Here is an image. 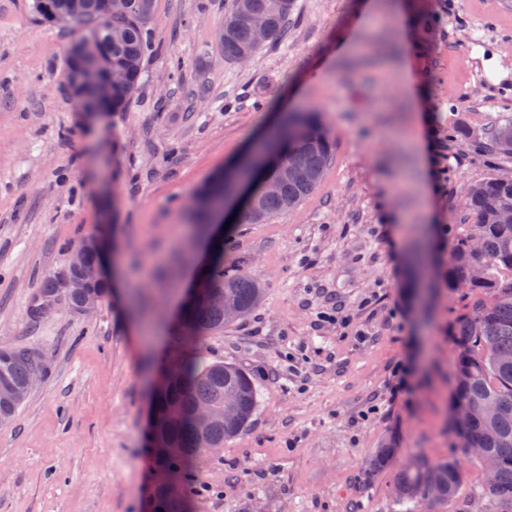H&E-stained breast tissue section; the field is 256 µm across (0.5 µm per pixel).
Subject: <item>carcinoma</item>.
<instances>
[{
	"instance_id": "cac0c4a2",
	"label": "carcinoma",
	"mask_w": 512,
	"mask_h": 512,
	"mask_svg": "<svg viewBox=\"0 0 512 512\" xmlns=\"http://www.w3.org/2000/svg\"><path fill=\"white\" fill-rule=\"evenodd\" d=\"M153 0H135V8L126 17L104 18L105 0H33L31 10L40 20L68 23L73 12L80 32L71 44L63 65V76L70 80L71 62L78 59L94 63L102 72L119 68L126 72L124 88L112 92V100L104 103L92 98L86 89L79 90L80 100L96 109L102 105L114 111L129 105L142 76L143 61L151 41L148 20ZM292 5L281 0H231L224 17L219 43L224 57L237 60L244 52L257 53L262 45L253 40L246 17L252 11L267 15L272 27L271 39L281 37ZM278 147L283 152L284 166L295 171L293 176L276 172L281 193L300 205L319 187L334 154V144L316 119L293 113L283 122ZM492 147L512 150V118L498 122ZM237 183L228 171L206 182L199 192L207 203L196 210L199 230L206 232L213 209L235 192ZM467 209L474 223L459 225V231L448 261V287L457 288L466 281L460 297L464 301L452 326L456 356L454 361V407H465L470 413L455 420L459 435L486 449L498 465L494 487H481L480 500L488 501L492 512H512V223L500 221L501 212L512 209V180L491 178L470 188ZM282 213L279 198L255 191L252 208L239 216L243 224H265ZM479 242V249L470 246ZM85 261L83 292L72 294L59 288L56 272L44 275L38 291L32 296L28 316L39 322L38 308L56 297L65 301L70 311L79 314L84 298L97 303L110 294V285L101 271L102 243L90 235L82 242ZM213 298L189 305L181 320L185 335L197 337L220 332L228 320L224 318L222 298L233 297L242 315L258 305L263 289L247 274L224 272V250L209 264L204 276ZM47 373L43 360L27 351L0 346V425L10 423L29 394V380L34 371ZM209 402L232 411L233 416L211 434L205 442L196 421L197 407ZM257 406V389L253 375L237 366L222 362H187L174 367L169 382L157 401L155 417L164 425L166 448L175 471L204 453L207 448H222L224 441L237 435L248 423ZM395 449L379 448L368 461L373 472L391 466ZM463 472L454 461L432 463L422 457L409 459L397 472L392 493L407 506L406 512L428 502L429 490L440 489L441 500L456 495Z\"/></svg>"
}]
</instances>
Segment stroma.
Returning <instances> with one entry per match:
<instances>
[{
	"label": "stroma",
	"mask_w": 512,
	"mask_h": 512,
	"mask_svg": "<svg viewBox=\"0 0 512 512\" xmlns=\"http://www.w3.org/2000/svg\"><path fill=\"white\" fill-rule=\"evenodd\" d=\"M30 2L0 0V344L49 373L0 426V512H402L391 487L415 456L464 474L454 498L417 512H465L484 475L452 415L447 230L471 223L472 186L512 178V151L489 137L512 118V0H400L376 27V0H294L246 63L217 40L230 0H154L155 46L117 112L80 108L61 71L76 29L40 23ZM368 39L383 53L338 51ZM295 111L317 113L335 144L325 179L270 223L232 225L224 269L264 296L188 338L183 291L207 247L187 199L252 149L260 115ZM90 234L111 293L92 317L31 323L43 275ZM196 359L252 373L257 407L177 479L153 446L154 406ZM388 444L391 467L369 474Z\"/></svg>",
	"instance_id": "obj_1"
}]
</instances>
